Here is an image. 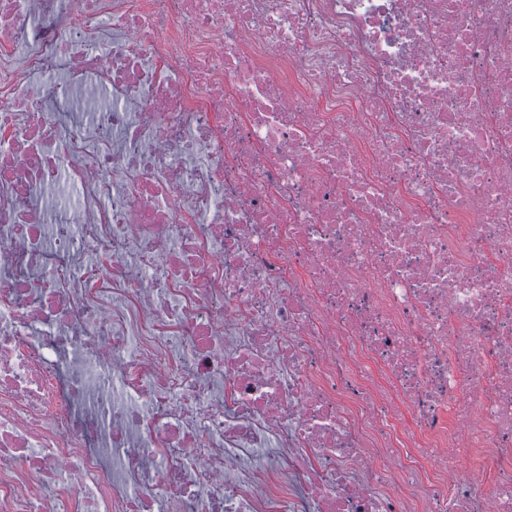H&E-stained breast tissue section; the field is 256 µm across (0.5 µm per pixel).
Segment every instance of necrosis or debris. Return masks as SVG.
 <instances>
[{
  "label": "necrosis or debris",
  "mask_w": 512,
  "mask_h": 512,
  "mask_svg": "<svg viewBox=\"0 0 512 512\" xmlns=\"http://www.w3.org/2000/svg\"><path fill=\"white\" fill-rule=\"evenodd\" d=\"M0 512H512V0H0Z\"/></svg>",
  "instance_id": "obj_1"
}]
</instances>
